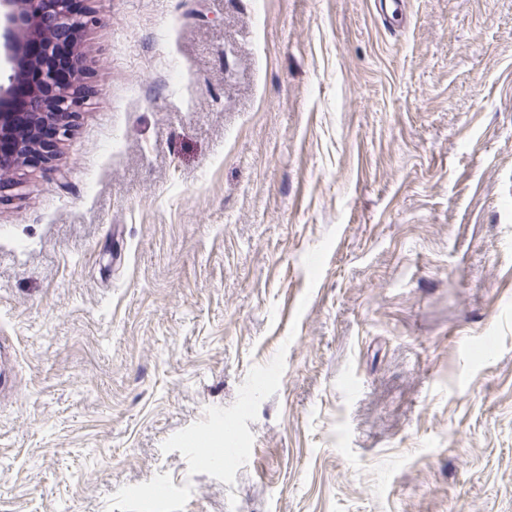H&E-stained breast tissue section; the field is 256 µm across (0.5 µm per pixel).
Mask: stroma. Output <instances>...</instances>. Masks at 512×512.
Listing matches in <instances>:
<instances>
[{
	"label": "stroma",
	"instance_id": "35a3bbf8",
	"mask_svg": "<svg viewBox=\"0 0 512 512\" xmlns=\"http://www.w3.org/2000/svg\"><path fill=\"white\" fill-rule=\"evenodd\" d=\"M88 7L0 512H512V0Z\"/></svg>",
	"mask_w": 512,
	"mask_h": 512
}]
</instances>
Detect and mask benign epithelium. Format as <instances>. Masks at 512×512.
<instances>
[{
  "label": "benign epithelium",
  "instance_id": "7a95c632",
  "mask_svg": "<svg viewBox=\"0 0 512 512\" xmlns=\"http://www.w3.org/2000/svg\"><path fill=\"white\" fill-rule=\"evenodd\" d=\"M44 0H0V188L13 183L9 175L20 165L47 164L78 116L82 68L64 85L53 56L54 39L77 41L89 11L81 0H54V11L43 10ZM40 69L44 81L20 91L27 74Z\"/></svg>",
  "mask_w": 512,
  "mask_h": 512
}]
</instances>
